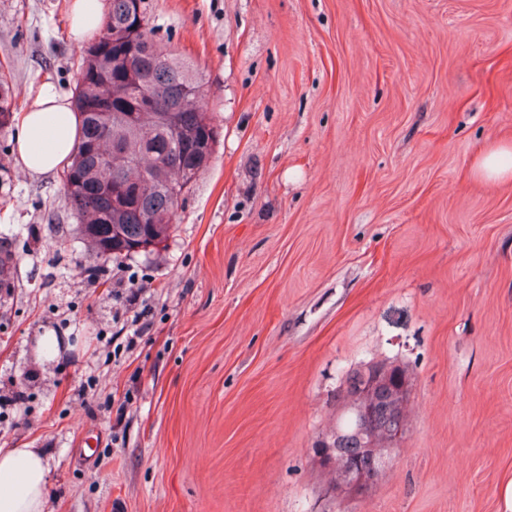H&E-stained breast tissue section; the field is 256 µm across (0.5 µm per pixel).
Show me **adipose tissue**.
I'll use <instances>...</instances> for the list:
<instances>
[{
	"instance_id": "obj_1",
	"label": "adipose tissue",
	"mask_w": 512,
	"mask_h": 512,
	"mask_svg": "<svg viewBox=\"0 0 512 512\" xmlns=\"http://www.w3.org/2000/svg\"><path fill=\"white\" fill-rule=\"evenodd\" d=\"M16 161L31 175L56 171L80 136V117L70 95L43 84L29 93L18 116ZM488 184L512 181V139L489 146L474 163ZM47 463L36 448H0V512H44Z\"/></svg>"
}]
</instances>
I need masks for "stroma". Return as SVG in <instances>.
Masks as SVG:
<instances>
[{
  "instance_id": "1",
  "label": "stroma",
  "mask_w": 512,
  "mask_h": 512,
  "mask_svg": "<svg viewBox=\"0 0 512 512\" xmlns=\"http://www.w3.org/2000/svg\"><path fill=\"white\" fill-rule=\"evenodd\" d=\"M70 2L0 0L17 109L73 91ZM142 9L218 131L164 243L90 256L0 132V448L42 451L45 512H512V182L473 169L512 137V0ZM373 365L411 396L357 497L318 445Z\"/></svg>"
}]
</instances>
